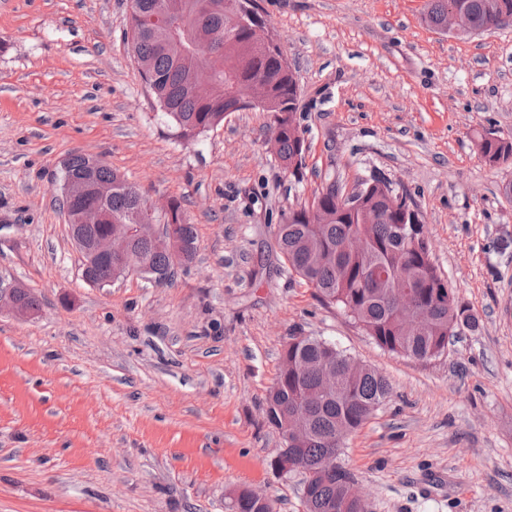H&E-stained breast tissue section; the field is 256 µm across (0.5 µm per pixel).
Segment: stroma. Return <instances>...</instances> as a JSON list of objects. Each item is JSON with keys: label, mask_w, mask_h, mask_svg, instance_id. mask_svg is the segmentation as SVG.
I'll list each match as a JSON object with an SVG mask.
<instances>
[{"label": "stroma", "mask_w": 512, "mask_h": 512, "mask_svg": "<svg viewBox=\"0 0 512 512\" xmlns=\"http://www.w3.org/2000/svg\"><path fill=\"white\" fill-rule=\"evenodd\" d=\"M301 98L298 173L272 118L178 138L130 50L129 0H0V272L38 317L0 313V512H227L230 493L303 512L266 397L289 340L335 344L391 394L340 461L372 512H512V26L429 28L427 0H258ZM98 157L152 202L181 201L196 255L172 283L84 281L62 161ZM411 196L478 330L421 361L388 352L289 271L276 228L336 182ZM489 135L481 136L478 142L479 151L485 162L494 166L511 161L512 141Z\"/></svg>", "instance_id": "obj_1"}]
</instances>
